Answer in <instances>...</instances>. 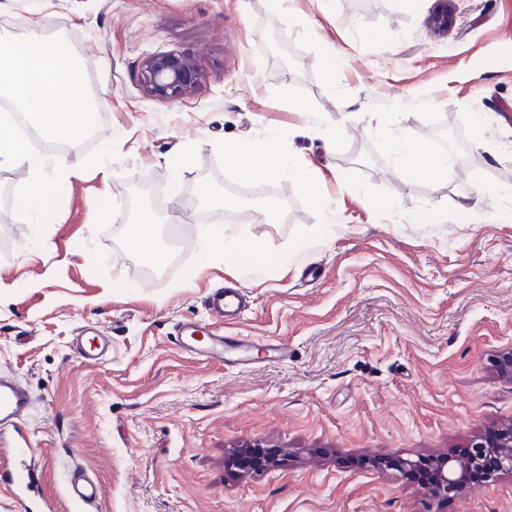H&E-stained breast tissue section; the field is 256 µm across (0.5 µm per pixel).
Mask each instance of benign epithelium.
Segmentation results:
<instances>
[{"instance_id":"benign-epithelium-1","label":"benign epithelium","mask_w":512,"mask_h":512,"mask_svg":"<svg viewBox=\"0 0 512 512\" xmlns=\"http://www.w3.org/2000/svg\"><path fill=\"white\" fill-rule=\"evenodd\" d=\"M452 0H435L430 14V27L438 37L448 34V26L453 17ZM199 71L195 60L187 55H152L143 62V80L152 94L180 98L193 93L198 84ZM470 447L475 454L469 458L455 459L448 456L423 460L403 459L391 461L395 467H419L429 464L435 476V495L448 497L459 489L467 473L481 461L484 448L499 449L500 469L512 471V429L507 428L498 434L486 433L472 440Z\"/></svg>"}]
</instances>
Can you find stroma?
Wrapping results in <instances>:
<instances>
[{
    "label": "stroma",
    "mask_w": 512,
    "mask_h": 512,
    "mask_svg": "<svg viewBox=\"0 0 512 512\" xmlns=\"http://www.w3.org/2000/svg\"><path fill=\"white\" fill-rule=\"evenodd\" d=\"M455 5L440 38L434 0H0V29L65 36L100 99L85 144L40 146L68 170L42 246L0 165V375L36 399L53 512H79L76 465L104 489L92 512H512V472L442 499L379 463L512 426V202L474 201L512 186V0ZM166 53L195 60L191 95L146 91ZM445 125L447 182L396 172L385 137ZM272 136L308 178L246 181L224 155ZM268 194L288 213L256 222ZM147 214L159 263L128 253ZM224 224L250 258L203 257ZM221 287L247 295L239 319L212 316ZM188 320L248 361L187 352ZM248 443L273 464L238 469Z\"/></svg>",
    "instance_id": "obj_1"
}]
</instances>
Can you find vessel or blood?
Instances as JSON below:
<instances>
[{"instance_id":"b4317fda","label":"vessel or blood","mask_w":512,"mask_h":512,"mask_svg":"<svg viewBox=\"0 0 512 512\" xmlns=\"http://www.w3.org/2000/svg\"><path fill=\"white\" fill-rule=\"evenodd\" d=\"M209 305L217 317L234 315L242 305L240 294L214 292ZM183 348L207 362L224 359V337L198 322L178 329ZM35 398L20 382L0 379V487H8L23 512H50L51 500L44 492L45 473L35 467V450L30 437L20 428ZM69 501L88 506L103 495V488L86 471H73L64 486Z\"/></svg>"}]
</instances>
